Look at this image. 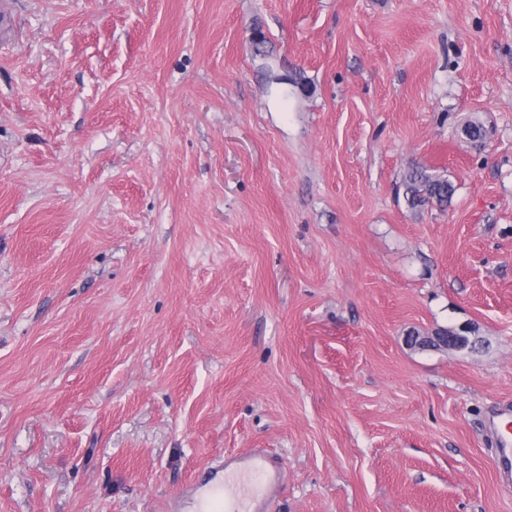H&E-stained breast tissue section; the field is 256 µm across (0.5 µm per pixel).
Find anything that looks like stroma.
I'll use <instances>...</instances> for the list:
<instances>
[{"label":"stroma","instance_id":"35a3bbf8","mask_svg":"<svg viewBox=\"0 0 512 512\" xmlns=\"http://www.w3.org/2000/svg\"><path fill=\"white\" fill-rule=\"evenodd\" d=\"M507 401L512 0H12L0 512H512ZM406 196L411 206H421L426 203L443 205L448 201L452 185L447 179L430 175L423 169H412L405 177ZM469 331L466 328H460L458 331H451L448 336H434L432 339L429 336H421L420 340L417 343V346L420 349H430L433 348L432 344H434L435 340H439L443 342V346L448 348H458L463 349L467 346L475 345V342L470 340V336H467L466 333ZM489 430L495 435L498 450L496 467L506 488L512 484V404H499L486 419ZM229 464L239 465L254 476L262 477L272 483L279 479L283 471V463L275 456L255 453L245 457H236Z\"/></svg>","mask_w":512,"mask_h":512}]
</instances>
